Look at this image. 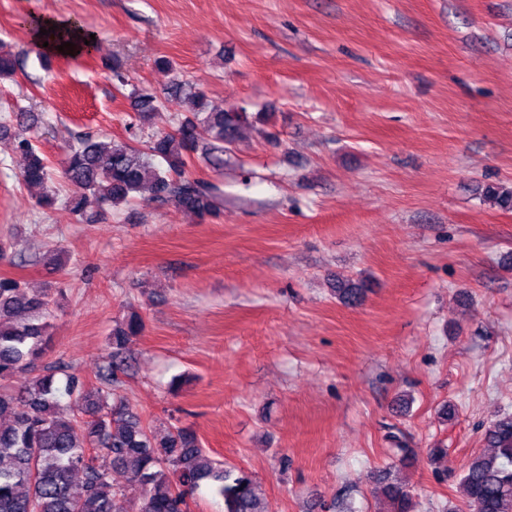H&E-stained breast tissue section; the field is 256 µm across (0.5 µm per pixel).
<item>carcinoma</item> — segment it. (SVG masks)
<instances>
[{"instance_id":"carcinoma-1","label":"carcinoma","mask_w":512,"mask_h":512,"mask_svg":"<svg viewBox=\"0 0 512 512\" xmlns=\"http://www.w3.org/2000/svg\"><path fill=\"white\" fill-rule=\"evenodd\" d=\"M15 59L0 46V81L14 79ZM117 88H130L134 120L132 135L144 132L151 116L162 106L150 88L129 83L118 67L111 70ZM166 102L186 105L188 115L169 131L149 136L147 150L125 142L107 149L82 137L66 149L61 178L71 186L64 203L81 219L86 194L101 206L116 207L137 195L174 200L197 216H218L224 191L217 182L187 174L192 160L201 156L211 170H224V155L233 151L243 130L260 117L214 105L204 91L176 78ZM40 118L20 107L0 122V136L12 140L24 158L21 183L37 188V205L51 208L58 196L44 191L54 181L53 168L37 145ZM485 198L500 208L512 209V189L488 185ZM364 284L338 281L334 292L343 303L360 301ZM56 306L49 293L24 290L20 281L0 276V512H130L125 488L114 474L129 476L139 490L136 512H191L190 499L203 481L215 486L224 499V512H266L256 495L252 472L212 458L191 431L172 426L159 433L129 412L119 401L109 404L111 392H86L74 375L56 382L51 369L39 363L51 347L49 319ZM143 330L133 315L112 329V357L123 354L131 338ZM23 378L16 390L2 383ZM72 398L71 414L64 415L61 397ZM486 448L472 456L463 469L460 488L467 512H512V414L494 420L485 433ZM111 460L97 467L90 452ZM385 508L381 512H414L415 494L406 484L377 475Z\"/></svg>"}]
</instances>
